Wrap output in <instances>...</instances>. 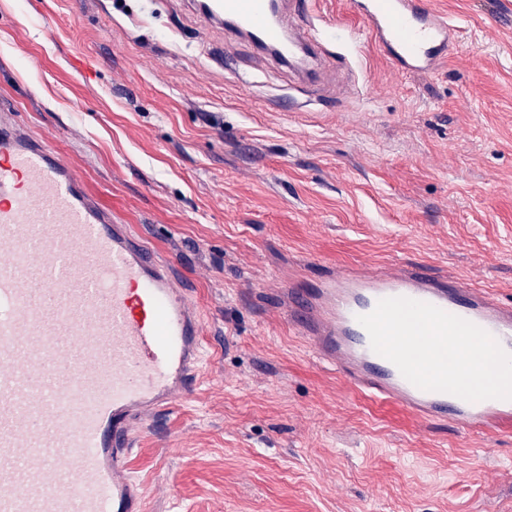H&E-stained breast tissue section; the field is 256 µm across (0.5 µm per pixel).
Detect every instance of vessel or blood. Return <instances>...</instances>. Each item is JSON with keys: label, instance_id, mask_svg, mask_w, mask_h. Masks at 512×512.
Segmentation results:
<instances>
[{"label": "vessel or blood", "instance_id": "1", "mask_svg": "<svg viewBox=\"0 0 512 512\" xmlns=\"http://www.w3.org/2000/svg\"><path fill=\"white\" fill-rule=\"evenodd\" d=\"M283 63L306 53L309 0H190ZM401 72L438 71L461 29L432 0H349ZM432 304L512 354V304L417 265L327 267L288 291L312 354L361 394L416 419L512 427V400L420 389L371 348L359 316L379 300ZM203 314L151 241L43 136L0 111V512H145L129 467L135 424L184 397L202 358Z\"/></svg>", "mask_w": 512, "mask_h": 512}]
</instances>
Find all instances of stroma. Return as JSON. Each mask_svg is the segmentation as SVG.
Instances as JSON below:
<instances>
[{
	"instance_id": "1",
	"label": "stroma",
	"mask_w": 512,
	"mask_h": 512,
	"mask_svg": "<svg viewBox=\"0 0 512 512\" xmlns=\"http://www.w3.org/2000/svg\"><path fill=\"white\" fill-rule=\"evenodd\" d=\"M435 3L467 36L404 75L348 0H316L317 28L359 39L303 91L186 0H0V105L203 312L199 383L130 453L146 512H512V432L369 400L278 303L290 279L378 263L512 303V0Z\"/></svg>"
}]
</instances>
